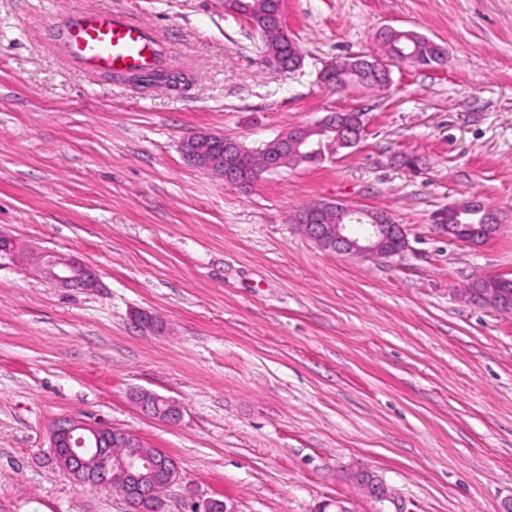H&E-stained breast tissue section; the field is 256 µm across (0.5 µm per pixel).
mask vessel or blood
<instances>
[{
    "label": "vessel or blood",
    "mask_w": 512,
    "mask_h": 512,
    "mask_svg": "<svg viewBox=\"0 0 512 512\" xmlns=\"http://www.w3.org/2000/svg\"><path fill=\"white\" fill-rule=\"evenodd\" d=\"M62 49L68 60L90 75L148 74L163 64L152 29L112 10L73 12L63 24Z\"/></svg>",
    "instance_id": "obj_1"
}]
</instances>
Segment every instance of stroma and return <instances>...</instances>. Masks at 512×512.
I'll list each match as a JSON object with an SVG mask.
<instances>
[{
	"label": "stroma",
	"instance_id": "35a3bbf8",
	"mask_svg": "<svg viewBox=\"0 0 512 512\" xmlns=\"http://www.w3.org/2000/svg\"><path fill=\"white\" fill-rule=\"evenodd\" d=\"M82 7L150 25L182 83L73 68L57 43ZM283 14L302 64L271 73L224 0H0V512H128L54 460L65 416L174 458L169 512L199 495L229 512H512V313L464 294L512 278V0H283ZM388 26L442 45L444 64L393 65L386 90L320 83L333 60L384 58ZM330 112L359 113L357 147L247 190L182 154L196 132L259 151ZM471 199L498 233L449 241L436 215ZM319 201L388 214L407 249L321 248L296 223ZM43 254L79 257L97 288L55 287ZM136 388L182 420L144 415Z\"/></svg>",
	"mask_w": 512,
	"mask_h": 512
}]
</instances>
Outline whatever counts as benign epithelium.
Here are the masks:
<instances>
[{
    "label": "benign epithelium",
    "instance_id": "benign-epithelium-1",
    "mask_svg": "<svg viewBox=\"0 0 512 512\" xmlns=\"http://www.w3.org/2000/svg\"><path fill=\"white\" fill-rule=\"evenodd\" d=\"M265 64L274 71L294 70L300 66L301 58L284 59L269 55ZM357 71L363 81L377 82L382 77L377 63L367 58L357 63ZM343 77L344 68L337 61L327 65L319 74L320 82L326 86L336 85ZM362 132L359 116L348 112H330L311 125L291 127L265 147L262 170L246 181L240 179L234 166L236 155L243 152V145L235 139L198 132L183 141L182 153L191 165L213 171L224 180L246 189L262 174L279 170L282 157L288 154L296 156L298 163H316L325 156L323 142L326 139H331L329 146L338 152L355 147L361 141ZM218 139L224 141L226 151L213 149ZM334 206L337 212L334 224L317 223V207L314 205L303 211V229L319 246L372 258H391L407 248L404 228L391 217L366 207L340 202ZM467 210L484 213L483 227L459 222V215ZM437 227L450 241L475 245L497 233L499 217L493 208L478 201H468L442 212L437 218ZM40 273L64 288L85 290L94 287L98 281L94 268L71 256L44 257ZM501 283L499 276H486L472 282L467 294L478 304L489 305L500 312H511L512 294L501 287ZM132 398L145 414L154 419L177 423L182 417V409L176 402L152 391L138 389L132 393ZM50 440L58 463L75 480L119 489L130 512H167L158 489L168 488L179 480L177 463L138 434L91 425L78 417L68 416L54 422ZM223 508V501L207 498L193 502L189 512H221Z\"/></svg>",
    "mask_w": 512,
    "mask_h": 512
}]
</instances>
